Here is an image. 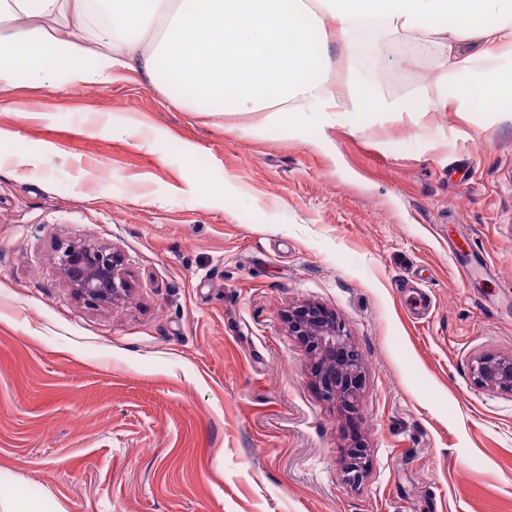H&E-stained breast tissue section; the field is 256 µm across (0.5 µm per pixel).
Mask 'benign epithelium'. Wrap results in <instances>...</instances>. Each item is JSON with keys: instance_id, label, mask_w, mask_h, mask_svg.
Returning a JSON list of instances; mask_svg holds the SVG:
<instances>
[{"instance_id": "1", "label": "benign epithelium", "mask_w": 512, "mask_h": 512, "mask_svg": "<svg viewBox=\"0 0 512 512\" xmlns=\"http://www.w3.org/2000/svg\"><path fill=\"white\" fill-rule=\"evenodd\" d=\"M60 269L73 290L91 304H113L122 300L128 284L112 249L87 241L58 246ZM288 335L312 353L314 374L322 396L349 409L356 406L363 383L360 362L345 325L335 311L314 302H304L284 316ZM475 384L481 388L512 394V355L485 353L471 364ZM366 448L355 442L348 449L344 474L346 481L358 483L366 473Z\"/></svg>"}]
</instances>
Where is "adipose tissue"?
Listing matches in <instances>:
<instances>
[{
    "label": "adipose tissue",
    "mask_w": 512,
    "mask_h": 512,
    "mask_svg": "<svg viewBox=\"0 0 512 512\" xmlns=\"http://www.w3.org/2000/svg\"><path fill=\"white\" fill-rule=\"evenodd\" d=\"M432 35L448 60L428 102L367 81L335 55ZM478 49L462 54L460 45ZM127 70L178 109L233 113L237 130L301 135L371 115L494 112L512 102V0H0V91L20 78L103 84Z\"/></svg>",
    "instance_id": "ef3b65f1"
}]
</instances>
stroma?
<instances>
[{"label":"stroma","instance_id":"1","mask_svg":"<svg viewBox=\"0 0 512 512\" xmlns=\"http://www.w3.org/2000/svg\"><path fill=\"white\" fill-rule=\"evenodd\" d=\"M373 53L337 58L336 77L435 98L448 62L429 39ZM238 123L129 71L0 93V496L35 512H512V395L470 372L512 354V114L299 138ZM83 240L122 255L124 300L74 293L57 246ZM304 301L345 323L354 410L322 398L288 334ZM366 448L355 441L348 449L345 459L344 474L349 483H359L366 473Z\"/></svg>","mask_w":512,"mask_h":512}]
</instances>
